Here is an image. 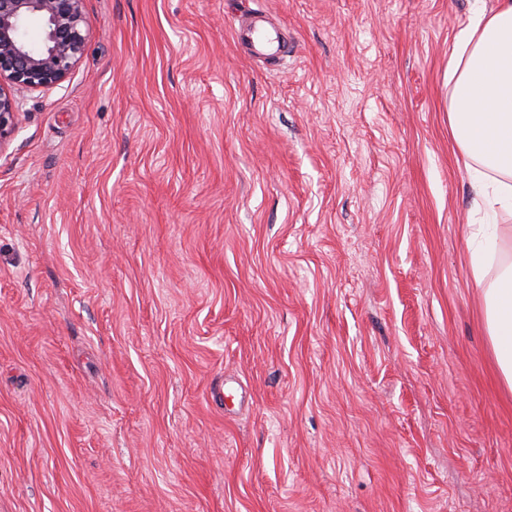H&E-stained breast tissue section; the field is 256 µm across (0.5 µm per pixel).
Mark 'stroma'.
Masks as SVG:
<instances>
[{
	"label": "stroma",
	"instance_id": "obj_1",
	"mask_svg": "<svg viewBox=\"0 0 512 512\" xmlns=\"http://www.w3.org/2000/svg\"><path fill=\"white\" fill-rule=\"evenodd\" d=\"M496 4L84 0L0 148V512H512L448 126ZM264 23L263 16L259 15L240 22L234 29L235 43L259 58L272 57L281 51L277 30L269 29Z\"/></svg>",
	"mask_w": 512,
	"mask_h": 512
}]
</instances>
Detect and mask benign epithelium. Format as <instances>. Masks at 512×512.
I'll return each mask as SVG.
<instances>
[{
  "instance_id": "7a95c632",
  "label": "benign epithelium",
  "mask_w": 512,
  "mask_h": 512,
  "mask_svg": "<svg viewBox=\"0 0 512 512\" xmlns=\"http://www.w3.org/2000/svg\"><path fill=\"white\" fill-rule=\"evenodd\" d=\"M84 0H0V147L16 131L18 88L61 85L80 61L88 39ZM32 23L41 25L34 47L26 38Z\"/></svg>"
}]
</instances>
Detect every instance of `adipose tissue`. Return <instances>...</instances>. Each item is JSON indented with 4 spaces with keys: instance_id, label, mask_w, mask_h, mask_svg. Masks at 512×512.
I'll use <instances>...</instances> for the list:
<instances>
[{
    "instance_id": "ef3b65f1",
    "label": "adipose tissue",
    "mask_w": 512,
    "mask_h": 512,
    "mask_svg": "<svg viewBox=\"0 0 512 512\" xmlns=\"http://www.w3.org/2000/svg\"><path fill=\"white\" fill-rule=\"evenodd\" d=\"M454 89L448 120L477 197L512 211V0L475 9L448 61ZM487 334L499 373L512 390V263L484 293Z\"/></svg>"
}]
</instances>
